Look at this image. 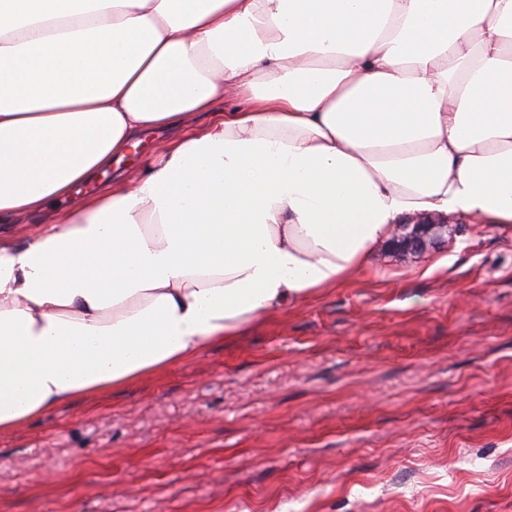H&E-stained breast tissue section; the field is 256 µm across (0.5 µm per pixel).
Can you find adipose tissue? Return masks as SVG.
<instances>
[{
  "mask_svg": "<svg viewBox=\"0 0 512 512\" xmlns=\"http://www.w3.org/2000/svg\"><path fill=\"white\" fill-rule=\"evenodd\" d=\"M0 432L346 283L405 217L512 224V0H0ZM166 145L167 139L164 134H147L137 148L131 149L126 156L119 160L113 159L112 166L101 171L89 184L76 187L71 197L52 203L38 216L21 218L17 224H0L1 232L4 228H8L15 238L19 240L28 238L42 226L41 224L55 223L61 212L73 207L86 195L112 186V178L124 175L134 169L144 168L156 154L164 150Z\"/></svg>",
  "mask_w": 512,
  "mask_h": 512,
  "instance_id": "ef3b65f1",
  "label": "adipose tissue"
}]
</instances>
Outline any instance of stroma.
<instances>
[{"label":"stroma","instance_id":"35a3bbf8","mask_svg":"<svg viewBox=\"0 0 512 512\" xmlns=\"http://www.w3.org/2000/svg\"><path fill=\"white\" fill-rule=\"evenodd\" d=\"M0 512H512V224L384 244L340 287L0 433Z\"/></svg>","mask_w":512,"mask_h":512}]
</instances>
